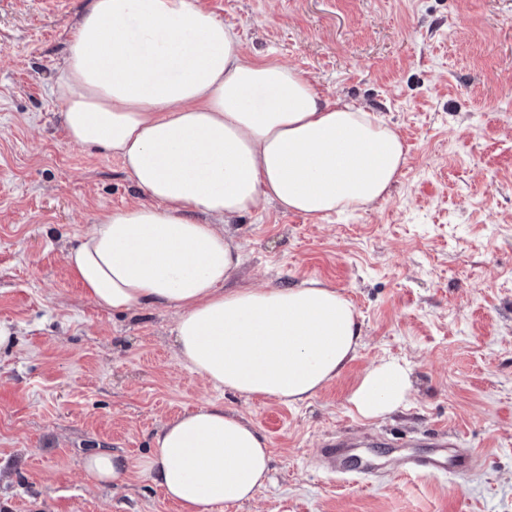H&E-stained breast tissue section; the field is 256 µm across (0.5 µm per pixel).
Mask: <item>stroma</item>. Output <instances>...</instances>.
Here are the masks:
<instances>
[{
  "mask_svg": "<svg viewBox=\"0 0 512 512\" xmlns=\"http://www.w3.org/2000/svg\"><path fill=\"white\" fill-rule=\"evenodd\" d=\"M243 49L308 73L395 127L407 161L377 205L313 219L270 203L224 230L238 286L316 280L352 299L356 357L311 400L218 392L175 354L174 310L93 305L63 253L147 197L107 151L68 144L52 92L89 0H0V512H178L146 476L98 487L99 449L138 459L210 402L268 440L270 483L235 512H512V0H196ZM413 368L406 408L347 399L372 363ZM447 433L478 468L403 474L389 441ZM367 433L380 478L324 473L322 444Z\"/></svg>",
  "mask_w": 512,
  "mask_h": 512,
  "instance_id": "35a3bbf8",
  "label": "stroma"
}]
</instances>
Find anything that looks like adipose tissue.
I'll return each mask as SVG.
<instances>
[{
	"instance_id": "adipose-tissue-1",
	"label": "adipose tissue",
	"mask_w": 512,
	"mask_h": 512,
	"mask_svg": "<svg viewBox=\"0 0 512 512\" xmlns=\"http://www.w3.org/2000/svg\"><path fill=\"white\" fill-rule=\"evenodd\" d=\"M239 44L194 0H91L55 81L67 141L117 155L150 201L102 214L66 262L100 309H174L176 356L213 388L295 405L354 359L356 308L317 281L228 287L241 247L219 225L270 200L310 217L371 207L406 152L366 107L327 101L305 71ZM412 376L373 364L348 403L384 417L407 404ZM155 444L135 462L100 451L83 467L103 485L139 471L179 512L241 503L268 480L266 438L215 403L164 423Z\"/></svg>"
}]
</instances>
